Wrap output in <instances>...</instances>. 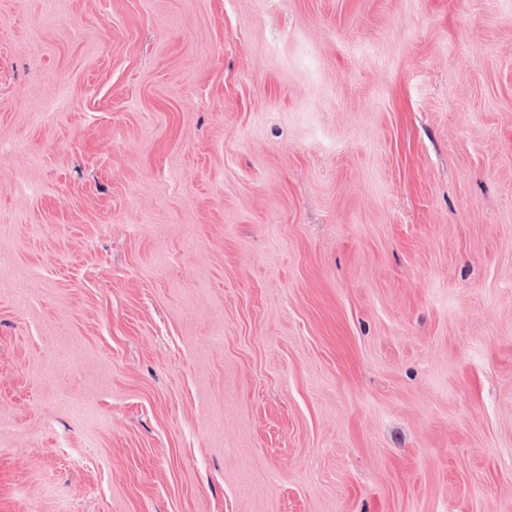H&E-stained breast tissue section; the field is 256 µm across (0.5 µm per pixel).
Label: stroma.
Wrapping results in <instances>:
<instances>
[{"label": "stroma", "instance_id": "stroma-1", "mask_svg": "<svg viewBox=\"0 0 512 512\" xmlns=\"http://www.w3.org/2000/svg\"><path fill=\"white\" fill-rule=\"evenodd\" d=\"M0 140V512H512V0H0Z\"/></svg>", "mask_w": 512, "mask_h": 512}]
</instances>
